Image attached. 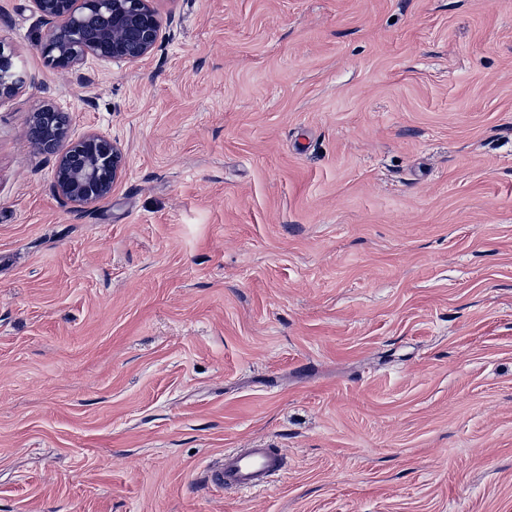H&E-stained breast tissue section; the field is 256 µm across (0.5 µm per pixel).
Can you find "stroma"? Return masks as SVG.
<instances>
[{
    "instance_id": "obj_1",
    "label": "stroma",
    "mask_w": 512,
    "mask_h": 512,
    "mask_svg": "<svg viewBox=\"0 0 512 512\" xmlns=\"http://www.w3.org/2000/svg\"><path fill=\"white\" fill-rule=\"evenodd\" d=\"M155 6L80 81L0 0V512H512V0ZM46 102L110 199L55 194ZM13 53L0 42V99L19 94L25 84V75H17L13 70ZM37 123L44 126L45 136L29 137V141L35 149L55 157L54 188L60 197L85 207L112 196L124 170L119 141L98 131L71 139L68 113L52 102L31 113L29 127ZM283 467V457L272 448H247L224 454L219 464L206 471L204 479L219 489H270L271 478Z\"/></svg>"
}]
</instances>
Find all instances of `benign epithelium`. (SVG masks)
I'll return each instance as SVG.
<instances>
[{
  "instance_id": "7a95c632",
  "label": "benign epithelium",
  "mask_w": 512,
  "mask_h": 512,
  "mask_svg": "<svg viewBox=\"0 0 512 512\" xmlns=\"http://www.w3.org/2000/svg\"><path fill=\"white\" fill-rule=\"evenodd\" d=\"M49 25L40 43L43 55L65 76L77 75L88 60L136 63L162 42L154 0H32ZM25 76L13 70V53L0 42V99L19 94ZM40 123L44 138L31 145L55 157L54 188L66 201L85 207L112 196L124 170L119 141L91 131L73 140L68 113L52 102L33 111L29 125Z\"/></svg>"
}]
</instances>
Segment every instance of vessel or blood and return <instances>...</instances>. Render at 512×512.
Masks as SVG:
<instances>
[{"label": "vessel or blood", "mask_w": 512, "mask_h": 512, "mask_svg": "<svg viewBox=\"0 0 512 512\" xmlns=\"http://www.w3.org/2000/svg\"><path fill=\"white\" fill-rule=\"evenodd\" d=\"M283 467V458L275 450L248 448L225 454L219 464L206 471L204 479L206 484L219 489H267L272 477Z\"/></svg>", "instance_id": "1"}]
</instances>
